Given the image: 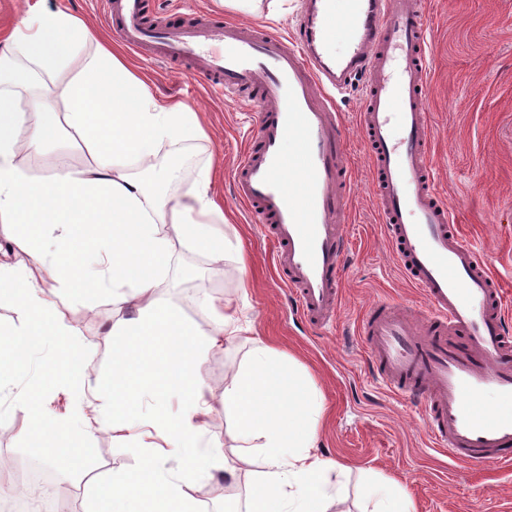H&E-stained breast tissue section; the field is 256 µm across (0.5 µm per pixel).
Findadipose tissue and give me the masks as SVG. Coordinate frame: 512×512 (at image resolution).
<instances>
[{"instance_id": "1", "label": "adipose tissue", "mask_w": 512, "mask_h": 512, "mask_svg": "<svg viewBox=\"0 0 512 512\" xmlns=\"http://www.w3.org/2000/svg\"><path fill=\"white\" fill-rule=\"evenodd\" d=\"M86 46L91 52L80 69L55 88L64 104L66 129L95 157L84 170L63 167L49 180L29 179L14 138L15 100L0 93V235L25 255L21 261L0 262V299H15L19 311L8 352L20 364L35 342L50 339L60 347L54 368L16 401L26 409L32 432L42 437L43 460L57 467L92 455L90 428L77 429L72 423L92 400L111 412L113 429L157 437V444L139 447L138 469L113 474L94 486L92 512H198L187 492L190 482L204 472L223 473L228 482L238 477L237 467L225 458H196L198 435L213 411L205 398L201 363L209 349L238 342L247 328L228 303L201 342L190 324L158 305L152 290L172 239L223 259L224 241L212 229L218 209L209 178L172 200L146 178L132 176L127 161L133 158L151 169L160 145L201 139L205 131L196 112L155 97L146 80L71 13L38 15L32 24L0 38V61L21 51L33 66L50 74ZM80 224L93 233L113 301L134 311L119 329L128 348L113 357L106 373L91 372L72 350L69 340L75 328L44 294L49 286L83 288L80 265L73 259ZM163 224L169 234H161ZM48 240L55 253L50 261L42 256ZM125 377L146 381L155 398L148 412L135 410L139 392L119 389ZM57 389L71 395L72 418L45 413L43 397ZM170 393L180 397L179 415H170L165 407ZM223 402L234 441L257 449L264 461L251 486L249 512H326L330 492L342 488L346 469L315 450L321 408L307 374L276 350L261 346L225 383ZM173 450L181 455L177 470L168 465ZM362 498L364 512H414L398 486L382 488L369 479Z\"/></svg>"}]
</instances>
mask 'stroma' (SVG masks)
Masks as SVG:
<instances>
[{
    "label": "stroma",
    "instance_id": "35a3bbf8",
    "mask_svg": "<svg viewBox=\"0 0 512 512\" xmlns=\"http://www.w3.org/2000/svg\"><path fill=\"white\" fill-rule=\"evenodd\" d=\"M429 10L427 53L431 67L428 85L429 120L433 127L432 157L436 186L452 211L461 236L475 245L500 281L504 305L512 313V0H425ZM164 7L183 17L206 13L232 21H251L270 34L281 35L295 24L303 0H260L251 14L218 7L214 0H164ZM277 18H269L270 8ZM67 10L83 18L102 37L112 32L96 0H0V33L12 32L29 14ZM83 53L70 57L54 75L30 69L23 55L15 67L29 68L26 86L12 88L16 109L24 115L15 137L24 154L29 178H51L59 159L78 171L91 161L80 140L60 128L49 129L41 145L31 143L35 107L60 111L54 95L82 65ZM126 60L146 75L155 96L197 111L208 139L187 141L178 149L161 146L154 165L164 178L168 197L190 190L201 175H209L211 193L224 212L213 229L224 238V259L187 243L173 242L158 275L159 305L176 310L201 335L213 328V305L231 299L257 336L230 348L217 347L200 368L207 398L215 407L202 428L203 450L240 461L238 479L220 484L202 477L189 495L200 512H245L251 474L263 469L256 449L235 447L224 416V381L254 354L258 344L295 358L312 377L314 393L323 406L316 449L320 455L349 467L340 501L328 512H362L361 483L371 475L400 483L414 512H512V466H456L430 446L420 411L394 400L373 380V366L353 336L363 307L377 298L418 300L397 269L377 202L371 193L368 147L358 127L365 101L361 82L337 97L338 110L349 131L352 212L347 232L351 249L344 267L343 299L337 324L313 332L288 309V292L281 284L273 249L253 217L233 200L232 169L256 127V115L246 100L233 98L181 75L174 65L152 62L133 53ZM51 304L79 325V341L88 361L109 369L112 357L124 349L112 328L127 318L112 302L109 282L99 281L90 300L97 312L83 321L81 299L50 288ZM56 356L50 344L31 347L25 365L13 373L9 389L0 392V457L12 463L0 471V487L14 486L29 471L45 468L28 437V418L15 402L32 390L38 374L47 372ZM92 463L75 465L70 474H55L60 512H90L91 487L99 478L140 465L125 433L95 427Z\"/></svg>",
    "mask_w": 512,
    "mask_h": 512
}]
</instances>
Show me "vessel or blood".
Here are the masks:
<instances>
[{
	"label": "vessel or blood",
	"mask_w": 512,
	"mask_h": 512,
	"mask_svg": "<svg viewBox=\"0 0 512 512\" xmlns=\"http://www.w3.org/2000/svg\"><path fill=\"white\" fill-rule=\"evenodd\" d=\"M124 46L226 94L259 115L232 179L234 200L276 245L295 309L313 328L337 320L348 254L349 146L334 92L366 83L359 124L372 191L396 262L423 305H367L355 336L375 381L420 405L426 434L460 464L512 462V328L490 267L459 236L429 159L427 21L422 0H306L293 35L206 15L171 25L145 0H103ZM345 41L348 53L333 57Z\"/></svg>",
	"instance_id": "1"
}]
</instances>
